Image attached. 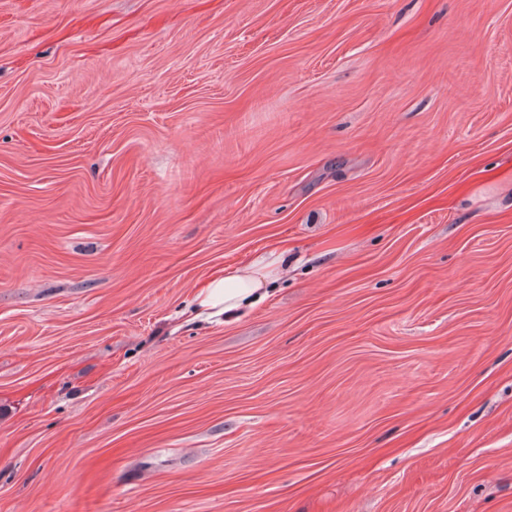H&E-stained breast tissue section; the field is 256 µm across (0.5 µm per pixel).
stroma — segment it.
Segmentation results:
<instances>
[{"instance_id": "1", "label": "stroma", "mask_w": 512, "mask_h": 512, "mask_svg": "<svg viewBox=\"0 0 512 512\" xmlns=\"http://www.w3.org/2000/svg\"><path fill=\"white\" fill-rule=\"evenodd\" d=\"M0 512H512V0H0ZM281 255L262 259L250 265L233 268L213 276L196 288L192 305L193 318L224 316L231 321L244 307H253L265 300L273 288L270 286L281 274Z\"/></svg>"}]
</instances>
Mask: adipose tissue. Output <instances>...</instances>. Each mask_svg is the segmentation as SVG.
<instances>
[{
  "label": "adipose tissue",
  "mask_w": 512,
  "mask_h": 512,
  "mask_svg": "<svg viewBox=\"0 0 512 512\" xmlns=\"http://www.w3.org/2000/svg\"><path fill=\"white\" fill-rule=\"evenodd\" d=\"M281 257L228 270L199 286L192 299L196 315L232 320L245 307L265 300L281 274Z\"/></svg>",
  "instance_id": "adipose-tissue-1"
}]
</instances>
